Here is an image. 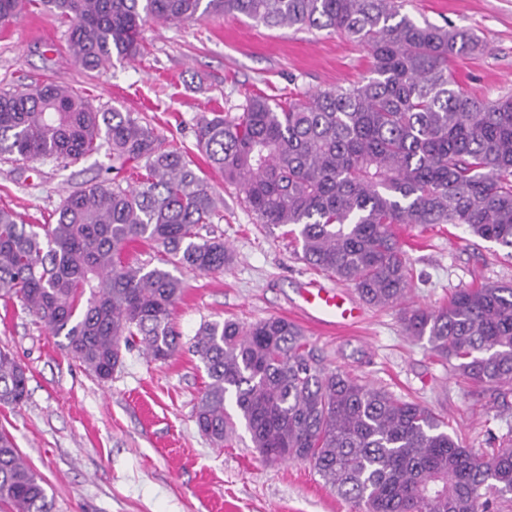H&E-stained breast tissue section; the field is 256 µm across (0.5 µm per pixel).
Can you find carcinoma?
<instances>
[{
    "mask_svg": "<svg viewBox=\"0 0 512 512\" xmlns=\"http://www.w3.org/2000/svg\"><path fill=\"white\" fill-rule=\"evenodd\" d=\"M29 2L0 0V26ZM38 2L69 23L72 62L86 71L142 56L149 21L236 14L268 28L339 32L371 56V76L284 102L254 95L234 115L202 116L196 144L211 168L256 223L290 227L309 267L353 284L374 307L402 303L413 280L399 224H452L512 257V95L480 99L454 80L452 59L483 50L468 31L418 23L403 0ZM101 154L107 172L138 170L137 185L77 188L54 224L0 208V297L64 335L70 356L106 381L132 344L154 361L172 357L178 273L219 272L231 257L222 238L200 234L221 200L178 144L69 87L0 91L1 158L67 165ZM136 244L157 264L139 260ZM401 324L469 383L512 392V284L460 288L434 310L406 307ZM192 348L210 379L194 418L214 445L242 422L264 459L312 463L355 512H512V438L473 453L431 408L328 369L288 319L206 322ZM27 397L26 367L0 348V404ZM0 504L53 512L6 431Z\"/></svg>",
    "mask_w": 512,
    "mask_h": 512,
    "instance_id": "1",
    "label": "carcinoma"
}]
</instances>
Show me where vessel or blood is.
<instances>
[{
    "label": "vessel or blood",
    "mask_w": 512,
    "mask_h": 512,
    "mask_svg": "<svg viewBox=\"0 0 512 512\" xmlns=\"http://www.w3.org/2000/svg\"><path fill=\"white\" fill-rule=\"evenodd\" d=\"M298 310L318 325H354L363 317L362 307L345 291L317 280L301 283Z\"/></svg>",
    "instance_id": "1"
}]
</instances>
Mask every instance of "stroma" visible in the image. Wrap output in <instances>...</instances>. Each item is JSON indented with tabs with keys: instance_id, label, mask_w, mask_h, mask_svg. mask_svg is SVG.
Returning <instances> with one entry per match:
<instances>
[{
	"instance_id": "obj_1",
	"label": "stroma",
	"mask_w": 512,
	"mask_h": 512,
	"mask_svg": "<svg viewBox=\"0 0 512 512\" xmlns=\"http://www.w3.org/2000/svg\"><path fill=\"white\" fill-rule=\"evenodd\" d=\"M404 11L482 40L483 52L450 64L468 93L488 100L512 93V0H406ZM141 36L144 56L91 75L72 64L61 19L29 6L0 27V89L69 86L99 108L143 118L161 138L182 145L224 200L202 233L222 237L232 256L224 272L183 273L184 294L173 312L183 345L173 358L152 361L133 346L106 381L72 359L65 337L18 300L0 299V348L13 352L29 376L25 402L0 405V428L43 479L54 512H351L311 464L268 463L243 430L224 448L199 432L194 408L208 377L190 341L207 321L287 318L328 368L434 408L473 452L511 437L512 399L469 388L426 342L403 333L399 308L365 306L360 323L332 331L308 323L294 301L314 271L292 236L256 224L237 190L196 149L201 115L237 112L255 94L285 100L363 81L371 69L366 52L337 33L270 29L234 14L150 23ZM98 163L95 156L65 167L0 160V207L29 224L55 223L69 192L104 178ZM395 232L413 267L410 306L435 309L456 289L512 283L505 250L462 229L400 224Z\"/></svg>"
}]
</instances>
